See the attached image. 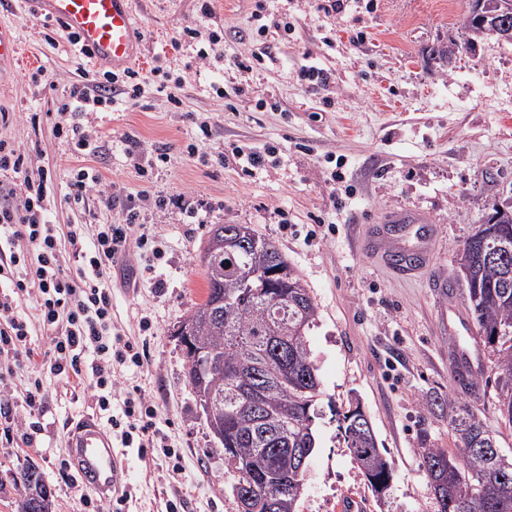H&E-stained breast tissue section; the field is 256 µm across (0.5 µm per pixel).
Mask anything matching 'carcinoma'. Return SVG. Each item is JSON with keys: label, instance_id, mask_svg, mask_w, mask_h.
I'll return each mask as SVG.
<instances>
[{"label": "carcinoma", "instance_id": "cac0c4a2", "mask_svg": "<svg viewBox=\"0 0 512 512\" xmlns=\"http://www.w3.org/2000/svg\"><path fill=\"white\" fill-rule=\"evenodd\" d=\"M482 37L500 39L469 10L456 36L431 47L427 61L449 67ZM198 260L207 295L192 306L175 333L189 383L197 396L223 399L224 413L216 422L224 428V465L233 483L242 481L253 491L252 512H298L304 487L292 458L299 448H316L313 425L321 395L306 338L317 306L296 268L248 224L212 225ZM450 280L466 288L479 337L492 353L500 389L497 410L512 424V217L474 228L459 249ZM240 296L242 306L225 302ZM275 328L288 329L283 359L270 336ZM202 357L218 366L198 371ZM252 372L262 379L256 409L235 382ZM445 404L456 448L423 449L438 512H512V459L482 453L496 441L484 422L451 395ZM335 417L371 489L383 493L392 473L378 442L360 436L354 410ZM15 507L16 512H55L51 488L34 461L21 472Z\"/></svg>", "mask_w": 512, "mask_h": 512}]
</instances>
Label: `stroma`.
<instances>
[{"label":"stroma","instance_id":"1","mask_svg":"<svg viewBox=\"0 0 512 512\" xmlns=\"http://www.w3.org/2000/svg\"><path fill=\"white\" fill-rule=\"evenodd\" d=\"M324 5L267 0L268 14L290 15L295 29L288 39L272 41L263 64L242 74L228 62L256 47L246 36L255 0H211L207 17L198 0H133L144 61L188 74L183 104L176 109L164 96L150 95L88 114L103 150L86 163L122 192L113 202L92 199L80 209L59 194L52 206L57 224H109L117 208L132 204L146 231L166 243L164 288L139 283L137 268H127L112 280V320L134 337L141 317L156 326L154 335L143 337L149 368L129 382L158 406L183 457L184 512L234 507L224 450L196 402L174 336L187 310L204 298V275L194 258L214 224H249L273 241L318 306L307 340L323 395L300 512H328L353 495L365 502L364 512H437L422 451L453 447L448 412L439 405L450 395L512 453V425L497 413L494 364L483 357L477 391L458 382L457 353L474 340L449 335L440 315L446 299L435 287L454 269L473 227L494 204L512 201V45L477 42L445 70L427 62L426 50L455 35L468 0H337L331 11ZM0 18L21 44L20 60L0 76V113L10 115L5 133L17 150L65 181L75 160L52 136L47 115L83 57L67 41H46L41 19L18 9ZM217 24L224 28L217 47L224 58L199 66L198 43L180 32ZM308 55L332 74L331 105L297 78ZM37 70L46 85L31 82ZM233 84L242 87L241 95H219V88ZM261 98L276 101V109L257 110ZM33 112L42 115L37 132L29 122ZM202 121L212 127L205 162L186 152ZM269 142L280 146L282 159L254 176L223 158L231 145ZM129 148L138 150L140 167L131 166ZM160 152L165 161L157 160ZM336 170L342 174L338 185ZM393 209L424 212L436 227L430 261L411 279L395 277L361 250L370 225ZM192 213L198 216L193 224ZM51 392L34 445L19 440L0 447V512H15L14 478L30 460L43 471L56 512L82 510L79 489L56 461L66 455L69 423L91 409L63 382L52 381ZM355 404L369 417L393 470L380 496L332 416ZM119 456L123 480L134 488L125 512H166L171 491L164 457L144 461L125 448Z\"/></svg>","mask_w":512,"mask_h":512}]
</instances>
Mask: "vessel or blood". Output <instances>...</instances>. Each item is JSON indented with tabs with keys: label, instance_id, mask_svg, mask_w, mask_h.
I'll list each match as a JSON object with an SVG mask.
<instances>
[{
	"label": "vessel or blood",
	"instance_id": "b4317fda",
	"mask_svg": "<svg viewBox=\"0 0 512 512\" xmlns=\"http://www.w3.org/2000/svg\"><path fill=\"white\" fill-rule=\"evenodd\" d=\"M29 6L74 34L79 48L109 68L124 69L142 52L131 0H29ZM19 53L12 31L0 26V68L12 65ZM434 236L435 229L426 215L393 211L384 226L364 239L362 247L385 259L409 251L418 255V262H424L431 253ZM418 262L399 263L392 270L405 276L416 271ZM67 461L83 489L106 495L119 483L121 468L112 437L94 416H84L71 428Z\"/></svg>",
	"mask_w": 512,
	"mask_h": 512
}]
</instances>
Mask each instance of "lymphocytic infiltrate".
I'll list each match as a JSON object with an SVG mask.
<instances>
[{"mask_svg":"<svg viewBox=\"0 0 512 512\" xmlns=\"http://www.w3.org/2000/svg\"><path fill=\"white\" fill-rule=\"evenodd\" d=\"M184 77L161 67L149 74L129 68L121 72L78 67L69 95L53 121L55 138L66 142L75 157L96 155L99 138L83 122L86 114L115 100L136 101L165 95L180 107ZM53 174L50 168L15 149L0 137V441H31L39 428L34 417L50 398L48 379L63 380L86 392L121 447L145 453L155 448L172 459V475L182 473L177 452L160 426L159 409L139 388L125 389L123 372H140L147 354L134 338L115 332L112 324V274L138 238L139 260L151 287H164L158 269L164 251L156 238L141 232L134 208L122 209L110 224H55L48 218ZM66 199L75 207L90 197H111L113 186L98 170L70 169ZM30 310H23V303ZM42 339L39 364H31L35 339ZM30 366L23 388L5 377ZM21 403V413L11 410Z\"/></svg>","mask_w":512,"mask_h":512,"instance_id":"obj_1","label":"lymphocytic infiltrate"}]
</instances>
